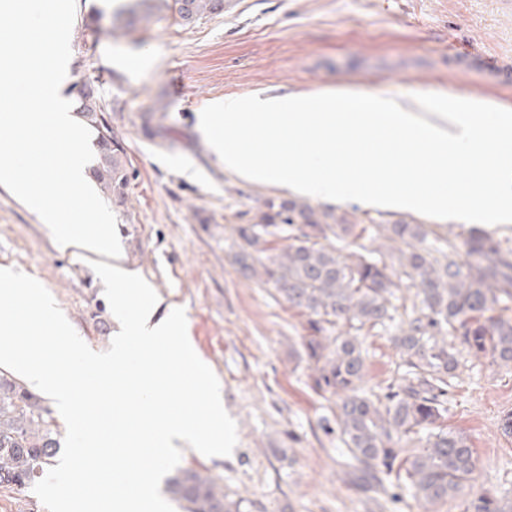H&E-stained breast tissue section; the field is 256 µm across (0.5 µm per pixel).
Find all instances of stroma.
Masks as SVG:
<instances>
[{
  "instance_id": "35a3bbf8",
  "label": "stroma",
  "mask_w": 512,
  "mask_h": 512,
  "mask_svg": "<svg viewBox=\"0 0 512 512\" xmlns=\"http://www.w3.org/2000/svg\"><path fill=\"white\" fill-rule=\"evenodd\" d=\"M111 0H76L66 79L98 78L126 145L129 199L114 207L124 263L163 306L184 308L190 342L216 374L237 424L230 456L183 446L180 464L222 479L244 512H459L417 501L395 478L370 491L336 424L333 397L313 387L301 356L304 316L230 263L228 228L247 223L281 189L225 172L198 127L225 97L347 88L406 100L465 95L512 108V74L458 63L450 51L512 67V0H233L220 16L183 27L172 17L128 37L83 36L80 20ZM158 130L147 138L145 115ZM0 265L42 283L81 339L109 348L118 329L104 285L82 251L61 249L46 224L0 185ZM366 386L384 395L403 371L389 333L362 336ZM445 426L464 432L478 459L475 489L512 497V367L462 356L444 398Z\"/></svg>"
}]
</instances>
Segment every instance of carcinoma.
I'll return each mask as SVG.
<instances>
[{
	"label": "carcinoma",
	"mask_w": 512,
	"mask_h": 512,
	"mask_svg": "<svg viewBox=\"0 0 512 512\" xmlns=\"http://www.w3.org/2000/svg\"><path fill=\"white\" fill-rule=\"evenodd\" d=\"M230 0H131L102 30V12L83 19V31L116 38L167 11L182 26L221 15ZM76 112L96 130L92 177L117 205L128 200L126 148L98 102L95 81L82 75L69 87ZM232 263L246 279L271 286L306 316L300 347L316 373L317 389L336 397V424L353 458L368 470L405 478L426 505L457 502L461 512H512V500L484 489L462 496L477 457L469 439L443 427V397L464 348L475 358L512 365V248L472 232L459 252L451 238L428 245L422 224L398 220L361 225L345 212L306 201L267 198L247 224H234ZM385 238L398 247L384 255L366 245ZM409 281L419 302L401 303ZM394 331L406 371L384 397L365 388L363 330ZM429 430L426 438L419 434ZM57 429L44 400L0 371V488L22 493L52 464ZM418 443L403 455L401 443ZM167 492L186 512H242L244 499L224 493L207 471L181 468Z\"/></svg>",
	"instance_id": "obj_1"
}]
</instances>
